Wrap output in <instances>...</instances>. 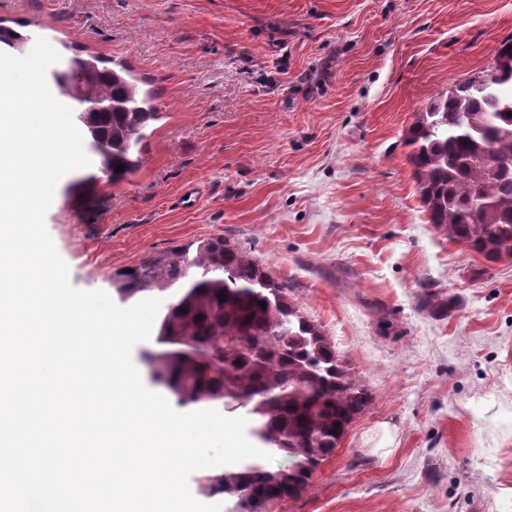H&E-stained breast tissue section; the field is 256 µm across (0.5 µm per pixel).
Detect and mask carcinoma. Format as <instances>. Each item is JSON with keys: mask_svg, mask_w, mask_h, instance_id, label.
<instances>
[{"mask_svg": "<svg viewBox=\"0 0 512 512\" xmlns=\"http://www.w3.org/2000/svg\"><path fill=\"white\" fill-rule=\"evenodd\" d=\"M20 42L29 36L0 25V46ZM75 72L112 99L111 111L83 115L99 171L84 183H118L141 165L147 130L160 118L156 97L139 94L126 66L117 71L106 59L75 55L52 78L65 98ZM404 143L428 223L490 262L512 260V35L486 71L417 113ZM112 287L124 302L170 297L154 347L143 353L155 385L182 407L244 410L260 448L288 454L284 468L250 461L200 473L197 490L207 498H234L242 512H261L297 496L372 400L288 285L222 235L151 254L116 272Z\"/></svg>", "mask_w": 512, "mask_h": 512, "instance_id": "cac0c4a2", "label": "carcinoma"}]
</instances>
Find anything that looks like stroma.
<instances>
[{"mask_svg":"<svg viewBox=\"0 0 512 512\" xmlns=\"http://www.w3.org/2000/svg\"><path fill=\"white\" fill-rule=\"evenodd\" d=\"M0 22L125 64L161 105L127 180L76 187L91 165L56 189L73 287L221 235L368 385L308 488L263 512H512V260L428 224L403 143L487 69L512 0H0Z\"/></svg>","mask_w":512,"mask_h":512,"instance_id":"stroma-1","label":"stroma"}]
</instances>
